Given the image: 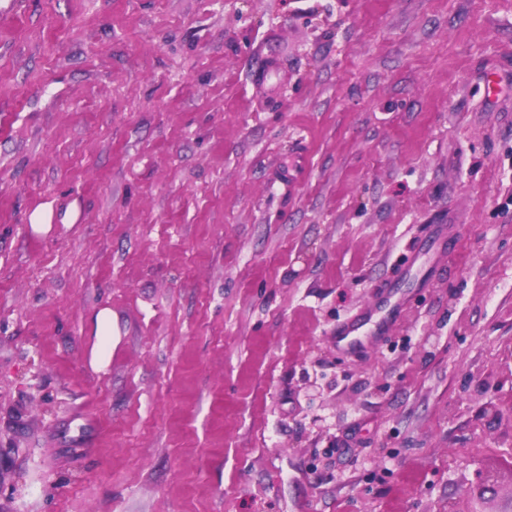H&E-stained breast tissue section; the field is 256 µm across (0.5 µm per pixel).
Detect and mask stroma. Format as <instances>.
Segmentation results:
<instances>
[{"mask_svg": "<svg viewBox=\"0 0 512 512\" xmlns=\"http://www.w3.org/2000/svg\"><path fill=\"white\" fill-rule=\"evenodd\" d=\"M0 512H512V0H0ZM397 307L398 303L394 304L388 312L377 321H372V316L369 315L362 321L352 320L347 323L344 327L336 331V346L342 350H353L360 347L365 341L372 340L374 334L382 333L386 330L395 317Z\"/></svg>", "mask_w": 512, "mask_h": 512, "instance_id": "35a3bbf8", "label": "stroma"}]
</instances>
